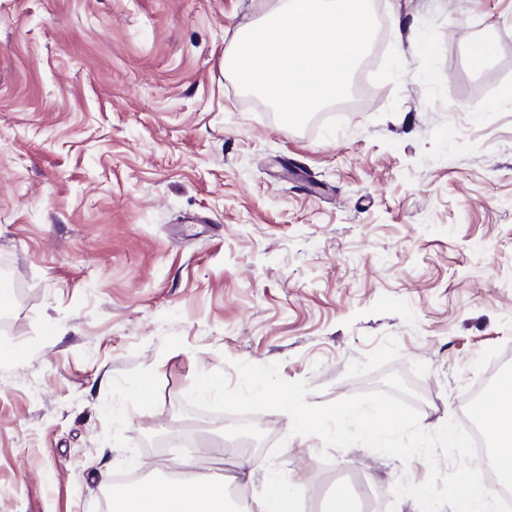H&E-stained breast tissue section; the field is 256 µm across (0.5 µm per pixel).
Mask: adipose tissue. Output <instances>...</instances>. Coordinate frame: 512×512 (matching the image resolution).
I'll return each mask as SVG.
<instances>
[{"mask_svg": "<svg viewBox=\"0 0 512 512\" xmlns=\"http://www.w3.org/2000/svg\"><path fill=\"white\" fill-rule=\"evenodd\" d=\"M495 396L499 410L483 415L494 455L491 465L503 479L512 482V373L503 372L497 380ZM120 512H228L229 498L223 482L197 474L185 480L168 481L155 495H143L138 485L117 490ZM305 487L302 482L290 484L269 477L259 502V512H303Z\"/></svg>", "mask_w": 512, "mask_h": 512, "instance_id": "1", "label": "adipose tissue"}]
</instances>
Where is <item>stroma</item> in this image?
Masks as SVG:
<instances>
[{
    "label": "stroma",
    "instance_id": "1",
    "mask_svg": "<svg viewBox=\"0 0 512 512\" xmlns=\"http://www.w3.org/2000/svg\"><path fill=\"white\" fill-rule=\"evenodd\" d=\"M278 0H0V512H103L116 473L170 476L154 439L194 424V472L320 489L378 512L409 464L292 436L259 458L189 408L197 372L274 363L322 405L384 390L420 425L469 415L512 367V0H375L347 108L284 129L224 67ZM492 29L477 67L466 43ZM152 384L142 398L143 381Z\"/></svg>",
    "mask_w": 512,
    "mask_h": 512
}]
</instances>
